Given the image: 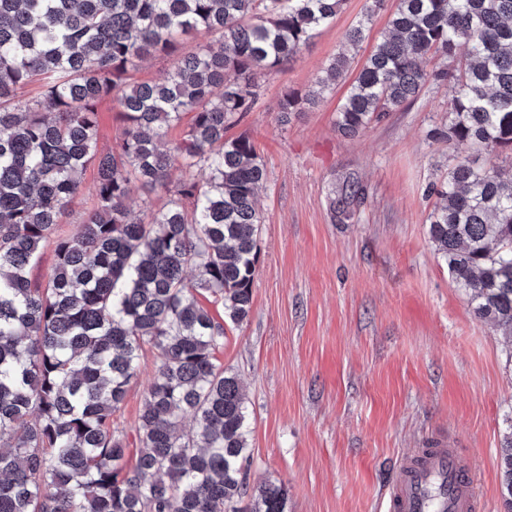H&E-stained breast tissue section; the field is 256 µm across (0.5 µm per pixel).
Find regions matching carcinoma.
<instances>
[{"label":"carcinoma","instance_id":"carcinoma-1","mask_svg":"<svg viewBox=\"0 0 512 512\" xmlns=\"http://www.w3.org/2000/svg\"><path fill=\"white\" fill-rule=\"evenodd\" d=\"M343 0H0V512H239L249 494L245 395L216 353L224 324L250 314L264 163L245 134L259 81L333 24ZM385 0L346 32L356 49ZM218 35L182 54L159 82L134 72L181 38ZM462 56H457L459 49ZM446 60L426 72L427 56ZM342 52L318 79H344ZM451 85L448 142L512 150V0H396L387 29L336 113L346 135ZM33 85L39 97H26ZM112 97L124 130L97 149L95 103ZM314 95L287 93L283 114ZM189 118L183 136L169 131ZM95 205L57 235L88 165ZM167 195L149 219L132 184ZM429 234L475 318L512 343V169L460 156L434 188ZM362 188L332 201L353 219ZM55 240L56 263L32 269ZM196 277H188V270ZM155 364L129 448L116 424L128 387ZM512 512V433L501 448ZM251 512H285L281 486L256 489Z\"/></svg>","mask_w":512,"mask_h":512}]
</instances>
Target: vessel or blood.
<instances>
[{
  "mask_svg": "<svg viewBox=\"0 0 512 512\" xmlns=\"http://www.w3.org/2000/svg\"><path fill=\"white\" fill-rule=\"evenodd\" d=\"M388 512H480L481 503L458 453L433 448L411 457L392 483Z\"/></svg>",
  "mask_w": 512,
  "mask_h": 512,
  "instance_id": "obj_1",
  "label": "vessel or blood"
}]
</instances>
